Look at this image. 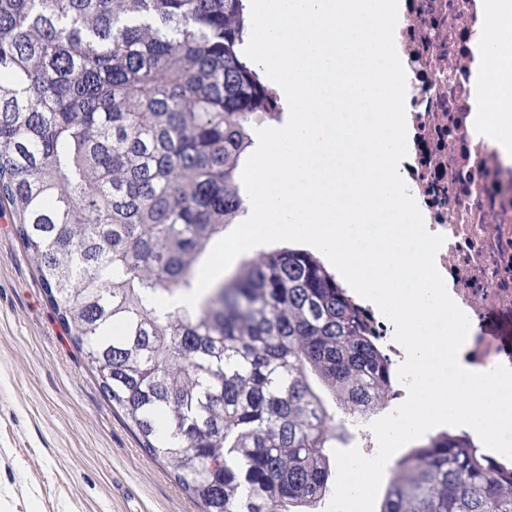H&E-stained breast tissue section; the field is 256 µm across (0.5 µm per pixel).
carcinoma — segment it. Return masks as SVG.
I'll use <instances>...</instances> for the list:
<instances>
[{
  "label": "carcinoma",
  "mask_w": 512,
  "mask_h": 512,
  "mask_svg": "<svg viewBox=\"0 0 512 512\" xmlns=\"http://www.w3.org/2000/svg\"><path fill=\"white\" fill-rule=\"evenodd\" d=\"M244 0H0V206L142 448L202 512H321L349 418L392 370L336 274L262 252L188 307L245 213L254 124L281 114ZM379 512H512V471L442 433Z\"/></svg>",
  "instance_id": "obj_1"
}]
</instances>
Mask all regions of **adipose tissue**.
Here are the masks:
<instances>
[{
  "label": "adipose tissue",
  "mask_w": 512,
  "mask_h": 512,
  "mask_svg": "<svg viewBox=\"0 0 512 512\" xmlns=\"http://www.w3.org/2000/svg\"><path fill=\"white\" fill-rule=\"evenodd\" d=\"M479 22L475 27L476 72L488 60L512 45V0H477ZM472 123L502 152L512 151V81H502L491 91L474 82Z\"/></svg>",
  "instance_id": "obj_1"
}]
</instances>
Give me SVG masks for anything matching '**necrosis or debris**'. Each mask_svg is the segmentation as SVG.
<instances>
[{
  "mask_svg": "<svg viewBox=\"0 0 512 512\" xmlns=\"http://www.w3.org/2000/svg\"><path fill=\"white\" fill-rule=\"evenodd\" d=\"M409 156L402 171L428 232L445 242L436 266L470 320L473 362L512 367V154L478 137L471 46L476 0H404ZM357 305L392 367L405 360L394 327L364 298Z\"/></svg>",
  "mask_w": 512,
  "mask_h": 512,
  "instance_id": "necrosis-or-debris-1",
  "label": "necrosis or debris"
}]
</instances>
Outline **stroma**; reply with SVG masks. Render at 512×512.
<instances>
[{"label": "stroma", "mask_w": 512, "mask_h": 512, "mask_svg": "<svg viewBox=\"0 0 512 512\" xmlns=\"http://www.w3.org/2000/svg\"><path fill=\"white\" fill-rule=\"evenodd\" d=\"M0 512H201L146 454L0 212Z\"/></svg>", "instance_id": "stroma-1"}]
</instances>
